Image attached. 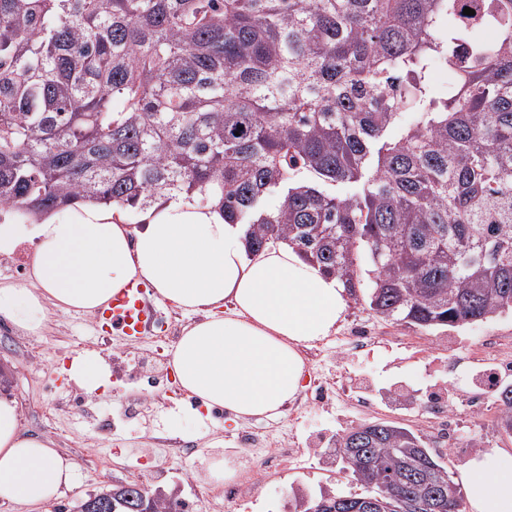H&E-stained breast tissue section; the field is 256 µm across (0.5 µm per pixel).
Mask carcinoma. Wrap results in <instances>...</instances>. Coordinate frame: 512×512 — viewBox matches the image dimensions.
I'll use <instances>...</instances> for the list:
<instances>
[{"label":"carcinoma","instance_id":"cac0c4a2","mask_svg":"<svg viewBox=\"0 0 512 512\" xmlns=\"http://www.w3.org/2000/svg\"><path fill=\"white\" fill-rule=\"evenodd\" d=\"M458 2L0 0V211L180 196L243 225L250 252L294 245L381 321L512 312V0ZM498 401L509 435L512 384ZM357 436L344 468L363 492L304 512H406L442 488L464 512L421 436L368 421L339 448ZM137 486L105 488L112 512ZM144 492L140 512H166Z\"/></svg>","mask_w":512,"mask_h":512}]
</instances>
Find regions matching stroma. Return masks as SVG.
Listing matches in <instances>:
<instances>
[{
    "label": "stroma",
    "instance_id": "obj_1",
    "mask_svg": "<svg viewBox=\"0 0 512 512\" xmlns=\"http://www.w3.org/2000/svg\"><path fill=\"white\" fill-rule=\"evenodd\" d=\"M91 320L90 313L53 307L41 331L25 334L10 320L0 318V366L16 374L17 383L10 388L9 394L19 402L23 430L29 435L50 439L61 455L73 459L78 465L75 487L61 497L37 507L0 503V512H76L79 502L89 494L135 478L141 469L145 449L153 447L155 437L161 433L200 446L199 452L175 460L166 467L165 492L187 499L191 492L185 474L191 469L203 470L207 461L206 449L235 445L236 433L225 430L223 418L210 412H199V404L193 398L186 396L177 401L160 395L146 381H112L107 387L93 392L70 377L63 383H55L62 361L77 352L98 353L108 368L117 360L129 363L152 359V343L144 341L130 347L118 338L113 343H106L94 333ZM359 320L372 323L382 337L379 346L367 354L348 356L340 365L336 362V338L328 336L318 344L324 352L321 361L306 364V379L338 367L344 380H368L376 391L389 390L399 383L423 389L441 387L456 372L455 367L449 366L448 354L443 350L444 338L452 335L458 339V354L462 357L470 354L473 337L495 338L502 343L512 340L510 312L453 329L421 330L372 319L364 301H350L344 321L349 324ZM396 336L409 339L410 347L400 348L393 344L392 339ZM77 395L91 402L93 417L60 412V405ZM123 409L133 410L132 421L124 423L114 435L99 439V417ZM371 419L391 421L418 434L423 431L422 426L410 418L381 406L371 412L348 410L342 414L314 408L303 413L297 432L303 438L327 432L340 434ZM325 487L336 488L343 494L358 491L355 484L341 477L339 465L332 458H324L320 465L309 470L287 463L267 474L261 497L250 512H281L287 492L293 491L297 496L311 499Z\"/></svg>",
    "mask_w": 512,
    "mask_h": 512
}]
</instances>
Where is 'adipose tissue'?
Wrapping results in <instances>:
<instances>
[{
  "instance_id": "adipose-tissue-1",
  "label": "adipose tissue",
  "mask_w": 512,
  "mask_h": 512,
  "mask_svg": "<svg viewBox=\"0 0 512 512\" xmlns=\"http://www.w3.org/2000/svg\"><path fill=\"white\" fill-rule=\"evenodd\" d=\"M70 220L0 223V254L35 250L27 284H0V316L39 332L49 306L90 312L139 277L204 320L185 327L171 363L182 389L229 422L278 414L302 387L301 348L335 331L348 306L341 283L288 243L249 253L241 225L180 198L142 227L117 207L82 203ZM78 466L51 440L24 435L16 399L0 397V502L39 506L74 482ZM462 479L472 512H512V453L475 454Z\"/></svg>"
}]
</instances>
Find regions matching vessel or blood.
<instances>
[{
	"instance_id": "obj_1",
	"label": "vessel or blood",
	"mask_w": 512,
	"mask_h": 512,
	"mask_svg": "<svg viewBox=\"0 0 512 512\" xmlns=\"http://www.w3.org/2000/svg\"><path fill=\"white\" fill-rule=\"evenodd\" d=\"M157 312L158 307L149 300L145 284L134 278L96 310L93 325L99 332L114 331L126 341L137 342L145 336Z\"/></svg>"
}]
</instances>
